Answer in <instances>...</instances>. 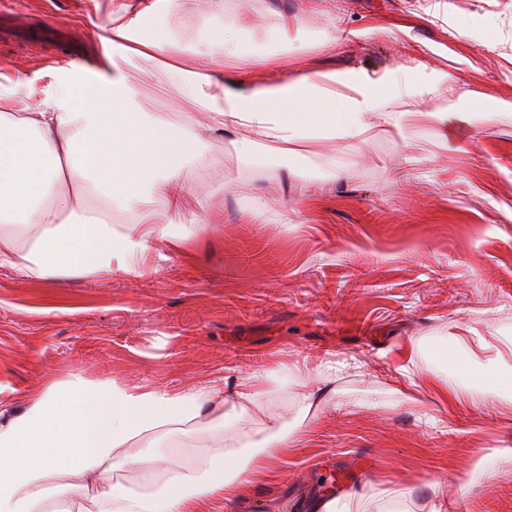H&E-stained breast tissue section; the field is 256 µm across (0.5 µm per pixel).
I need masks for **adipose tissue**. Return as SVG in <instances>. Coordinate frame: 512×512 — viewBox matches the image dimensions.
Listing matches in <instances>:
<instances>
[{
    "mask_svg": "<svg viewBox=\"0 0 512 512\" xmlns=\"http://www.w3.org/2000/svg\"><path fill=\"white\" fill-rule=\"evenodd\" d=\"M195 6L210 35L190 50L171 29L144 27L153 0L133 15L113 10L101 39L112 67L96 72L82 111L70 109L61 68L56 90L36 108H18V87L0 90V268L52 281L143 274L160 245L201 232L213 196L199 185L224 182L204 146L220 136L247 166L260 165L268 141L288 159L308 154L333 170L337 151H360L382 133L416 153L414 129L448 121L423 108L450 90L447 69L418 63L400 73L331 68L251 79L255 67L280 68L283 55L243 47L254 24L244 7ZM135 59L153 63L158 85H176L181 123L136 108L123 69ZM92 189L109 210L131 214V224L120 231L88 215ZM275 391L244 380L228 404L219 387L143 391L75 372L27 409L0 401V512H196L287 446ZM251 410L264 419L263 438L238 423Z\"/></svg>",
    "mask_w": 512,
    "mask_h": 512,
    "instance_id": "ef3b65f1",
    "label": "adipose tissue"
}]
</instances>
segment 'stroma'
I'll list each match as a JSON object with an SVG mask.
<instances>
[{
    "mask_svg": "<svg viewBox=\"0 0 512 512\" xmlns=\"http://www.w3.org/2000/svg\"><path fill=\"white\" fill-rule=\"evenodd\" d=\"M136 0H47L17 22L54 38L0 43V73L22 81L29 105L55 89L49 65L81 48L84 74L102 60L99 25ZM181 0H159L149 27L191 46L202 23ZM252 50L275 47L278 17L306 33L335 27L307 49V70L381 72L419 60L447 67L457 93L512 101V0H255ZM128 73L146 112H177L178 92L151 94L153 67ZM429 123L413 163L383 136L346 159L335 182L282 158L238 163L225 138L209 145L224 190L204 229L139 276L49 282L0 268V399L37 396L73 372L98 381L178 392L285 372L317 388L336 365L334 404L300 413L281 395L291 446L228 498L198 512H292L349 480L348 512H421L431 492L447 512H512V460L471 478L466 461L512 446V400L472 386L468 367L505 351L512 364V117L472 121L466 137ZM270 199L255 214L249 200ZM288 223H280L279 213ZM377 379L367 382L369 365Z\"/></svg>",
    "mask_w": 512,
    "mask_h": 512,
    "instance_id": "1",
    "label": "stroma"
}]
</instances>
